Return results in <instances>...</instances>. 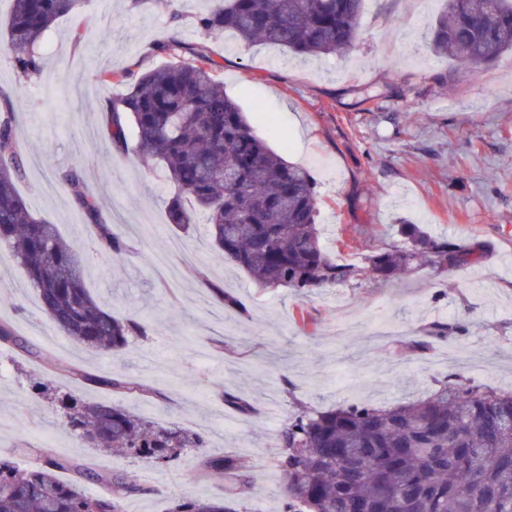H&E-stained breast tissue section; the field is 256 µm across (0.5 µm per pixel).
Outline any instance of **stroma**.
I'll return each instance as SVG.
<instances>
[{"label":"stroma","instance_id":"stroma-1","mask_svg":"<svg viewBox=\"0 0 512 512\" xmlns=\"http://www.w3.org/2000/svg\"><path fill=\"white\" fill-rule=\"evenodd\" d=\"M441 7L442 0H365L357 39L342 56L306 59L229 34L210 42L224 89L255 132L315 176L327 250L358 259L396 241L402 224L484 249L481 263L449 275L419 272L306 295L262 287L225 264L205 224L176 231L166 202L177 189L161 164L113 149L102 134L104 99L127 87L100 83V69L136 77L163 64L156 45L171 36L199 41L196 19L208 0H85L55 22L42 73L29 83L0 49V100L25 99L15 115L24 153L19 193L80 251L92 295L145 329L117 355L87 352L64 335L48 342L52 323L37 292L1 248L0 320L41 356L0 346V456L24 468L23 447L49 448L129 473L144 491L125 500V512H170L183 499L223 496V479H196V449L146 466L80 447L57 404L31 390L41 375L59 392L202 434L210 456L250 465L247 512H281L276 440L298 410L414 402L451 372L512 391V54L471 69L436 56L429 31ZM73 168L129 245L123 261L99 253L62 181ZM357 224L374 235L355 234ZM210 282L239 296L249 317L210 299ZM435 321L463 322L466 332L426 352L404 340ZM73 368L136 377L153 395L74 382ZM228 392L250 412L225 404Z\"/></svg>","mask_w":512,"mask_h":512}]
</instances>
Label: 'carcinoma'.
Segmentation results:
<instances>
[{
	"mask_svg": "<svg viewBox=\"0 0 512 512\" xmlns=\"http://www.w3.org/2000/svg\"><path fill=\"white\" fill-rule=\"evenodd\" d=\"M196 19L201 41L171 38L160 51L171 57L143 73L126 93L104 101L105 134L113 148L162 163L179 193L168 203L169 222L186 232L203 213L213 249L271 288L312 292L340 284L390 280L427 271L451 273L478 261L480 250L417 224H403L402 242L361 262L336 258L321 243L320 196L311 172L284 160L249 124L224 92L207 41L221 33L264 42L306 56L344 54L356 38L364 0H208ZM81 0H11L7 49L28 82L41 72L39 44ZM433 51L461 67L489 65L512 53V0H444L431 30ZM13 105L0 110V246L8 247L37 289L45 315L73 341L117 353L144 327L102 307L84 283V259L54 224L34 216L16 181L22 148ZM62 181L90 220L101 251L118 259L127 242L100 220L96 197L78 169ZM224 308L247 314L244 304L209 284ZM465 327L435 324L427 338L456 339ZM0 343L28 348L0 324ZM96 381L125 395H144L140 381L117 375ZM71 435L83 447L122 452L148 463L168 462L181 448H204L200 435L158 426L110 402L57 398ZM278 467L285 473L283 512H512V392L467 382L454 373L431 395L406 405L303 409L280 431ZM87 468L48 451L21 470L0 458V512H97L110 503L124 512L126 497L144 492L127 474L100 476L108 496L81 489ZM67 472L71 479L63 480ZM224 476V497L196 499L170 512H236L253 489L250 467L235 456L200 455L196 477Z\"/></svg>",
	"mask_w": 512,
	"mask_h": 512,
	"instance_id": "1",
	"label": "carcinoma"
}]
</instances>
